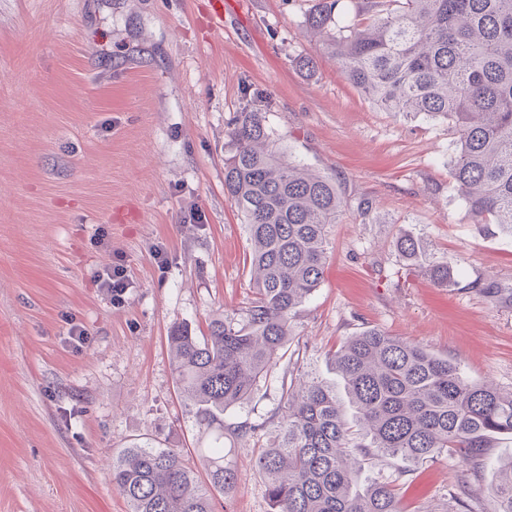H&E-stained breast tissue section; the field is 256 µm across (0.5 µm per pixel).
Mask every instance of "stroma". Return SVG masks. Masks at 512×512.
I'll return each instance as SVG.
<instances>
[{
	"label": "stroma",
	"instance_id": "35a3bbf8",
	"mask_svg": "<svg viewBox=\"0 0 512 512\" xmlns=\"http://www.w3.org/2000/svg\"><path fill=\"white\" fill-rule=\"evenodd\" d=\"M313 4L230 0L217 32L211 0H0V512H127L112 456L135 443L181 450L206 479L210 438L168 336L177 323L205 334L250 296V244L224 194L226 123L248 109L344 199L288 344L300 372L334 380L333 352L377 328L512 392V237L467 213L453 125L377 108L309 31ZM404 231L455 264L454 285L399 256ZM116 261L120 302L97 285ZM73 323L88 333L79 349ZM287 370L225 411L264 431L225 435L236 487L214 512H272L257 458ZM511 455L512 434L497 435L468 461L371 456L361 478L398 485L407 512H497L487 488Z\"/></svg>",
	"mask_w": 512,
	"mask_h": 512
}]
</instances>
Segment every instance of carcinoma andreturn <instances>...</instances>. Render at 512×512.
Listing matches in <instances>:
<instances>
[{
  "label": "carcinoma",
  "mask_w": 512,
  "mask_h": 512,
  "mask_svg": "<svg viewBox=\"0 0 512 512\" xmlns=\"http://www.w3.org/2000/svg\"><path fill=\"white\" fill-rule=\"evenodd\" d=\"M307 23L344 78L376 105L454 125L450 175L468 214L512 236V0H315ZM226 127L224 194L248 233L251 297L240 311L213 317L204 336L182 325L169 336L180 392L215 442L209 484L181 451L136 443L112 462V484L129 512H213V492L234 489L224 431L254 436L263 426L226 425L224 411L244 403L287 354L342 213L333 177L288 158L266 113L237 112ZM396 248L410 263L424 254L407 232ZM426 272L446 288L455 267L433 261ZM333 361L358 429L345 420L336 385L282 379L279 433L258 457L273 512H404L392 483L359 484L364 459L421 460L453 449L466 461L491 434H512V393L466 380L422 346L368 329L348 337ZM490 491L499 512H512V456L498 461Z\"/></svg>",
  "instance_id": "carcinoma-1"
}]
</instances>
